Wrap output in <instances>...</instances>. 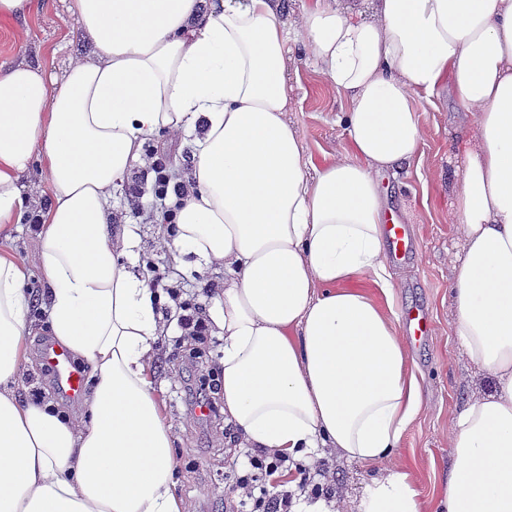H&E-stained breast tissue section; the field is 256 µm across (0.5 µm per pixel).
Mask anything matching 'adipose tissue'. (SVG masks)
Returning <instances> with one entry per match:
<instances>
[{"mask_svg":"<svg viewBox=\"0 0 512 512\" xmlns=\"http://www.w3.org/2000/svg\"><path fill=\"white\" fill-rule=\"evenodd\" d=\"M71 0L87 54L64 76L22 60L0 70V228L34 195V236L57 343L93 380L79 415L21 399L27 274L0 255V512H184L152 381L160 302L124 262L112 190L147 137L201 127L194 184L175 213L172 259L218 264L224 419L247 447L292 460L321 449L361 465L396 455L422 408L395 321L359 283L391 292L380 178L412 166L419 92L448 87L464 130L453 223L451 330L491 389L448 423L447 512H512V0ZM344 97L347 147L311 168L289 123L285 44ZM299 512H425L402 468L358 502ZM43 164L40 158H34L30 164L28 173H27V181L36 182L41 186L40 193L35 196L34 202H31L30 208L33 210L37 209H46L49 203V193L48 190L43 183Z\"/></svg>","mask_w":512,"mask_h":512,"instance_id":"ef3b65f1","label":"adipose tissue"}]
</instances>
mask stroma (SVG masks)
I'll list each match as a JSON object with an SVG mask.
<instances>
[{"instance_id":"1","label":"stroma","mask_w":512,"mask_h":512,"mask_svg":"<svg viewBox=\"0 0 512 512\" xmlns=\"http://www.w3.org/2000/svg\"><path fill=\"white\" fill-rule=\"evenodd\" d=\"M69 4L70 0H42L39 14L27 24L26 42L17 41L12 30L0 27V66L23 56L37 57L55 75H63L71 59L86 49L80 24ZM287 89L291 102L288 120L297 130L306 154L315 164L328 162L346 145V134L336 122L338 95L304 58L290 65ZM416 106L425 129L419 163L398 178H383L381 190L386 209L411 225L418 254L408 266L390 265L392 295H385L376 287L370 293L381 308H392L394 313L415 305L427 307L430 313V342L410 351L422 409L407 427L394 464L406 469L427 512H444L446 505L439 491L452 463L448 422L458 408L462 392L483 393L488 384L474 364L460 357L450 330L456 316L449 297L451 260L462 246L461 230L453 224L451 215L455 174L463 165L459 142L466 120L445 88L419 93ZM150 143L165 154L168 164L176 166L181 179H188L193 134L162 132L153 136ZM112 213L119 218L112 226L113 233L130 232L140 240L130 259L134 271L145 275L150 266L172 265L171 251L162 245L158 225L147 223L130 209L125 185H118L112 192ZM1 252L11 255L29 274L26 288L32 307L28 319L34 330L27 342L29 347H36L49 331L42 328V318L37 314L44 300V284L29 221L11 225L6 236L0 238ZM154 370V387L172 439L175 490L186 512H237L239 498L232 489L229 473L241 443L233 426L220 415L204 421L190 415L184 386H199L200 371L191 372L184 381L175 378L164 363H156ZM324 461L336 477L337 495L350 499L359 498L365 486L373 478L385 475L390 466L384 462L365 468L333 453L326 454Z\"/></svg>"}]
</instances>
